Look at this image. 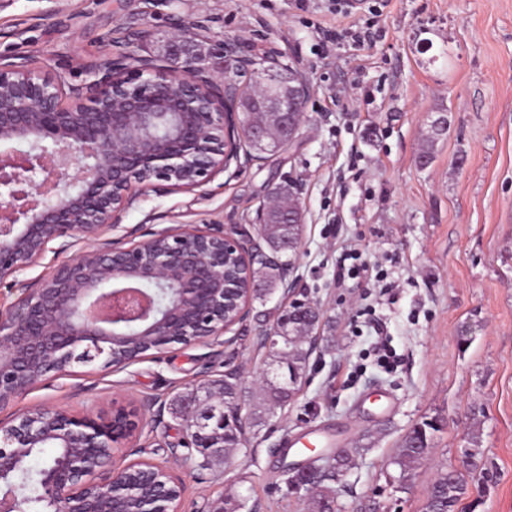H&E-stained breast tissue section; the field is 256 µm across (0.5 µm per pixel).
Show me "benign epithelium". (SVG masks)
Instances as JSON below:
<instances>
[{"label": "benign epithelium", "instance_id": "7a95c632", "mask_svg": "<svg viewBox=\"0 0 512 512\" xmlns=\"http://www.w3.org/2000/svg\"><path fill=\"white\" fill-rule=\"evenodd\" d=\"M205 31L203 17L176 18L170 51ZM149 37L136 21L109 32V49L88 64L89 80L81 85L26 59L0 61V288L17 294L0 309V410L49 373L74 365L122 368L170 344L232 345L236 337L225 334L250 316L257 266H278V286L291 299L259 348L279 343L288 312L313 307L294 298L295 281L281 260L297 250V240L273 247L261 231L227 232L222 224L165 228L128 247L101 239L139 195L200 188L238 158L224 134L227 122L263 151L273 135L283 148L307 108L304 76L277 57L259 61L247 44L221 40L209 56L180 55L173 69L137 53ZM252 71L258 84L275 90L262 117L250 109L228 111L240 98L234 77ZM53 241L60 242L59 254L75 241L85 248L36 280L23 278ZM226 254L237 260L246 287L227 282ZM271 373L289 399L298 395L282 369L260 370L264 380ZM223 387L222 377L205 379L182 396L180 447L218 444L226 429L246 441L243 406L224 404ZM200 394L218 405L201 412ZM164 409L157 398L141 401L150 431L163 424ZM132 416L118 409L96 419L38 406L0 424V483L9 487L0 512H20L28 491L22 463L45 443L70 450L41 470L51 512H185V487L174 471L136 457L141 432ZM323 478L312 466L290 484L310 489Z\"/></svg>", "mask_w": 512, "mask_h": 512}]
</instances>
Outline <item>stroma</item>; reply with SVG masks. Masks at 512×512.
Masks as SVG:
<instances>
[{
	"label": "stroma",
	"instance_id": "1",
	"mask_svg": "<svg viewBox=\"0 0 512 512\" xmlns=\"http://www.w3.org/2000/svg\"><path fill=\"white\" fill-rule=\"evenodd\" d=\"M321 0H0V57L26 58L66 82L86 81V63L107 50L111 29L138 14L147 53L165 57L174 17L209 16L196 44L248 43L307 77L309 101L295 141L253 161H229L193 190L150 192L122 216L116 239L136 229L221 224L252 229L273 188L290 184L302 202L297 252L288 254L299 299L315 304L316 350L299 396L251 427L248 456L211 470L177 468L185 506L209 512H425L443 469L461 468L472 448L476 480L455 512H512V0H364L382 10L383 35L369 49L340 45L324 65L323 28L336 27ZM357 82L354 97L341 88ZM446 132L433 136L438 117ZM432 159L419 166L426 141ZM358 245L394 285V302L363 281L335 287L341 241ZM375 316H367V306ZM279 291L253 300L237 341L225 350L179 344L150 351L122 369L75 366L43 378L0 422L37 406L82 416L133 410L150 395L169 400L202 369L243 372L241 401L252 406L267 361L255 338L281 316ZM379 319L397 360L383 368L371 319ZM209 364H202V357ZM389 394L392 412L372 400ZM142 456L166 463L182 438L180 421L151 430L138 419ZM432 423L427 455L409 472L396 459L406 436ZM325 429L350 449L346 469L327 450L284 453L286 434ZM313 465L319 487L295 490L292 467Z\"/></svg>",
	"mask_w": 512,
	"mask_h": 512
}]
</instances>
